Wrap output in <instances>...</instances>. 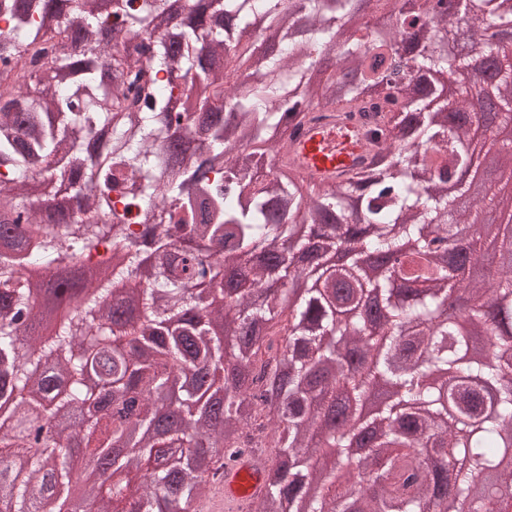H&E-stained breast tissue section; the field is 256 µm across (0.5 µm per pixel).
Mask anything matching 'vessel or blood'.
I'll return each instance as SVG.
<instances>
[{"label": "vessel or blood", "mask_w": 512, "mask_h": 512, "mask_svg": "<svg viewBox=\"0 0 512 512\" xmlns=\"http://www.w3.org/2000/svg\"><path fill=\"white\" fill-rule=\"evenodd\" d=\"M336 126L330 122L313 124L303 129L294 142L296 162L315 178L328 182L339 180L360 162V139H351L341 147L330 141ZM262 466L248 451H240L224 460V475L209 512H236L238 506L261 494L264 489Z\"/></svg>", "instance_id": "1"}]
</instances>
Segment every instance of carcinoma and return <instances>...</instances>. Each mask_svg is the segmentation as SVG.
<instances>
[{
	"label": "carcinoma",
	"instance_id": "cac0c4a2",
	"mask_svg": "<svg viewBox=\"0 0 512 512\" xmlns=\"http://www.w3.org/2000/svg\"><path fill=\"white\" fill-rule=\"evenodd\" d=\"M355 0H194L161 27L170 0H0V357L10 378V416L34 426L53 408L55 431L37 443L0 431V493L15 512H51L43 491H60L72 439L84 460H103L124 479L91 487L83 512H200L203 473L226 450L260 454L263 495L243 512H453L512 507V269L486 281L453 278L431 256L444 241L462 268L488 259L477 246L453 250L455 225L478 238L501 226L479 222L488 194L466 213L448 181L474 164L472 127L462 118L481 98L467 89L430 104L434 72L453 68L428 51L461 28L455 14L420 0H376L386 20L358 25ZM501 0H480L471 44L498 61L494 79L512 86L509 54L486 41ZM338 58L358 75L315 81L320 61ZM373 111L375 148L338 183L313 179L288 160L295 132L314 110ZM64 183L72 206L45 213L32 177ZM29 226L22 242L11 225ZM306 236L295 263L281 241ZM401 276L387 266L404 239ZM378 260L381 274L321 269L320 247ZM63 257L94 262L97 281L74 289L76 312L40 337L42 318L22 263L66 280ZM147 281L127 303L121 286ZM470 293L458 318L441 299ZM112 304L104 305V297ZM111 341L85 340L90 323ZM503 348L490 370L465 358L462 323ZM56 352L47 367L41 353ZM437 368L439 384L420 381ZM404 388L421 412L386 427L353 424L376 379ZM361 444L377 489L337 485L310 465L313 453ZM313 484L324 491L309 495Z\"/></svg>",
	"mask_w": 512,
	"mask_h": 512
}]
</instances>
